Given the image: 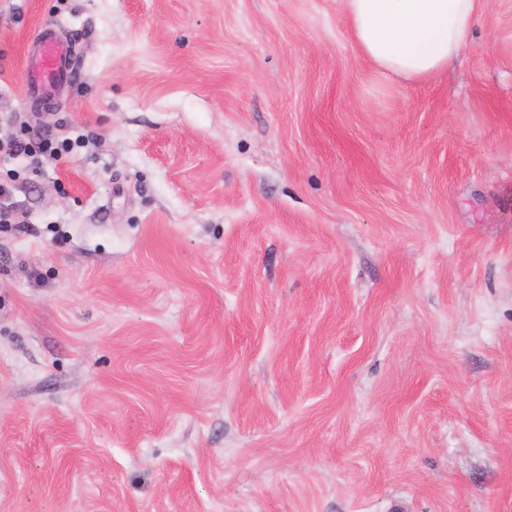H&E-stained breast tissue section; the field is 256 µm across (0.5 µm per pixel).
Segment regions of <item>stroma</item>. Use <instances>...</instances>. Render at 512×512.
Returning a JSON list of instances; mask_svg holds the SVG:
<instances>
[{"mask_svg":"<svg viewBox=\"0 0 512 512\" xmlns=\"http://www.w3.org/2000/svg\"><path fill=\"white\" fill-rule=\"evenodd\" d=\"M59 124L0 162V512H512V0L412 81L341 0H0V137ZM57 34L53 26L41 27V36L25 60L23 79L35 100L53 98L74 70L70 46ZM22 138H16L4 143L1 147L0 155L6 153L12 157L27 155L34 157L39 164L40 157L58 158L59 148L53 147V140L50 138L51 132L48 129L28 130Z\"/></svg>","mask_w":512,"mask_h":512,"instance_id":"stroma-1","label":"stroma"}]
</instances>
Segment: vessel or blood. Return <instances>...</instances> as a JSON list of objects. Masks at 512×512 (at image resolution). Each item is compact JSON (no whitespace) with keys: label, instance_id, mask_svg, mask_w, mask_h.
<instances>
[{"label":"vessel or blood","instance_id":"obj_1","mask_svg":"<svg viewBox=\"0 0 512 512\" xmlns=\"http://www.w3.org/2000/svg\"><path fill=\"white\" fill-rule=\"evenodd\" d=\"M73 70L67 41L58 37L53 26H43L24 64L23 79L31 96L37 100L53 98Z\"/></svg>","mask_w":512,"mask_h":512}]
</instances>
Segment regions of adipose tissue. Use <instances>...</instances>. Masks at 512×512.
<instances>
[{
	"instance_id": "ef3b65f1",
	"label": "adipose tissue",
	"mask_w": 512,
	"mask_h": 512,
	"mask_svg": "<svg viewBox=\"0 0 512 512\" xmlns=\"http://www.w3.org/2000/svg\"><path fill=\"white\" fill-rule=\"evenodd\" d=\"M480 0H344L360 53L412 80L447 66L472 41Z\"/></svg>"
}]
</instances>
